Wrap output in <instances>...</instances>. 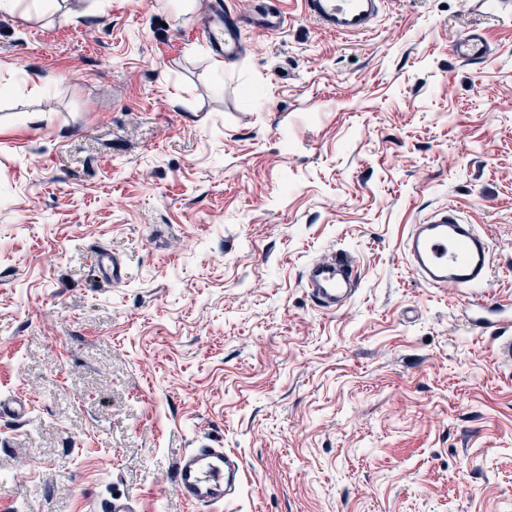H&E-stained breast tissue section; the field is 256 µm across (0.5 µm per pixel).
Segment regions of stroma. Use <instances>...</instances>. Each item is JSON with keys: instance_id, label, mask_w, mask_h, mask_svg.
I'll list each match as a JSON object with an SVG mask.
<instances>
[{"instance_id": "obj_1", "label": "stroma", "mask_w": 512, "mask_h": 512, "mask_svg": "<svg viewBox=\"0 0 512 512\" xmlns=\"http://www.w3.org/2000/svg\"><path fill=\"white\" fill-rule=\"evenodd\" d=\"M472 4L390 0L344 41L296 4L226 60L211 0L0 14V396L34 399L0 420V512H188L206 435L248 477L219 512H512V379L400 252L456 205L512 293V16ZM333 249L362 283L330 315L302 274ZM452 52L463 62H476L489 54L490 42L484 33L471 29L453 42ZM93 262L104 278L112 281L113 285L121 284L126 279V272L122 265L116 261L105 249L93 250ZM139 502L133 496H112L92 504L90 512H139Z\"/></svg>"}]
</instances>
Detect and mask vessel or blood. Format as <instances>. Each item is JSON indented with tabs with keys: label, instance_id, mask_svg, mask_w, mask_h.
Masks as SVG:
<instances>
[{
	"label": "vessel or blood",
	"instance_id": "vessel-or-blood-1",
	"mask_svg": "<svg viewBox=\"0 0 512 512\" xmlns=\"http://www.w3.org/2000/svg\"><path fill=\"white\" fill-rule=\"evenodd\" d=\"M387 0H300L305 15L336 36L347 38L367 34L376 27ZM286 11L255 19L252 31H245L235 9L217 8L213 23L204 32L220 57L242 54L248 35H264L279 28ZM461 61L474 62L490 52L487 36L472 29L452 44ZM404 260L414 280L428 288L464 291L466 324L475 333H489L494 367L512 373V301L499 298L491 287L490 242L475 225L466 223L456 208L445 206L410 225L402 240ZM93 261L113 284H121L126 273L105 249L93 251ZM302 286L321 312L332 314L346 309L355 298L361 278L354 257L332 250L312 260L305 268ZM33 399L24 393L0 397V416H25ZM246 480V470L236 451L216 446L214 439L199 442L182 452L176 462L172 484L176 494L193 512L237 500ZM90 512H139L132 496H112L93 503Z\"/></svg>",
	"mask_w": 512,
	"mask_h": 512
}]
</instances>
